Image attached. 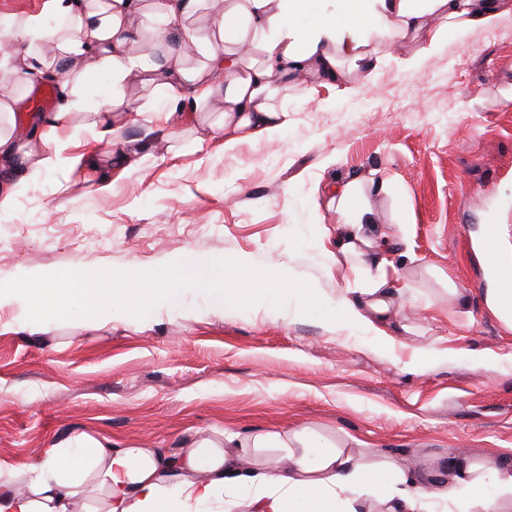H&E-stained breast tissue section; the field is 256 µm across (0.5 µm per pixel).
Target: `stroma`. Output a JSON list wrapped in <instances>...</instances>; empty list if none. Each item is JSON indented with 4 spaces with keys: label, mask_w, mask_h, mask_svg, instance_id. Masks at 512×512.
I'll return each instance as SVG.
<instances>
[{
    "label": "stroma",
    "mask_w": 512,
    "mask_h": 512,
    "mask_svg": "<svg viewBox=\"0 0 512 512\" xmlns=\"http://www.w3.org/2000/svg\"><path fill=\"white\" fill-rule=\"evenodd\" d=\"M430 37L376 39L372 72L347 59L343 81L288 84L276 100L287 127L229 148L207 128L221 96L162 131L136 109H166L163 94L129 82L128 165L75 132L74 152L96 151L111 168L110 190L77 168L24 180L0 209V283L79 263L135 289L139 271L173 255H248L312 284L330 310L355 272L327 254L323 231L341 220L328 188L357 178L378 232L400 241L388 255L406 285L392 345L299 314L292 295L220 315L187 278L173 305L133 300L103 328L77 309L32 334L5 308L0 463L80 435L178 448L226 430L302 426L356 448L367 466L388 457L441 471L459 448L512 454V330L491 305L494 265L512 267V10L488 27H449L435 45ZM426 45L430 56L415 61ZM491 226L492 263L482 246ZM450 282L460 300H449Z\"/></svg>",
    "instance_id": "obj_1"
}]
</instances>
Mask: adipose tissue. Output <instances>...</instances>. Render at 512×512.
Wrapping results in <instances>:
<instances>
[{
	"label": "adipose tissue",
	"instance_id": "obj_1",
	"mask_svg": "<svg viewBox=\"0 0 512 512\" xmlns=\"http://www.w3.org/2000/svg\"><path fill=\"white\" fill-rule=\"evenodd\" d=\"M350 20L326 12L323 0H224L209 32L191 23L200 0H44L40 12L0 19V208L25 177L95 167L94 158L71 152L73 116L98 142L121 140V115L131 106L115 94L96 108L87 105L83 82L89 68L108 72L113 86L130 78L142 85L164 86L169 105L199 110L223 78L224 111L210 127L225 146L239 139H260L284 130L287 112L272 102L277 86L306 74L340 81L346 72L340 53L358 55L364 71L377 57L361 53L369 37L390 40L418 32L430 17L461 28L491 26L512 0H340ZM306 25L298 19L306 12ZM341 11V12H342ZM142 51L132 54L133 44ZM48 75L63 76L67 89L57 111L46 112L38 137L21 135L16 118L25 97L16 84H33ZM336 209L346 217L336 227L334 261L350 263L356 279L341 296L328 322L336 328L367 326L384 343L396 315L401 289L390 287L386 266L393 241L375 235L371 210L358 182L337 184ZM212 261L187 255L167 259L141 278L142 305L175 301L177 276L195 271L193 283L215 296L217 311L243 305L270 282L267 265L244 257L223 263L213 278ZM120 284L87 280L82 272L52 279L34 275L21 283L0 284V309H13L23 323L60 317L71 307L84 308L92 321L110 323L117 306L126 304ZM252 448H279L283 454L265 467L252 465ZM386 479L376 488V512H427L438 500L457 512H512V456L484 461L458 452L448 461L447 480L421 482L394 460L378 466ZM104 495L101 512H358L364 485L349 451L321 443L313 427L293 432L222 433L186 446L134 448L119 442L79 436L68 446L48 448L36 461L0 464V512H75L88 486ZM496 494H487V487Z\"/></svg>",
	"mask_w": 512,
	"mask_h": 512
}]
</instances>
